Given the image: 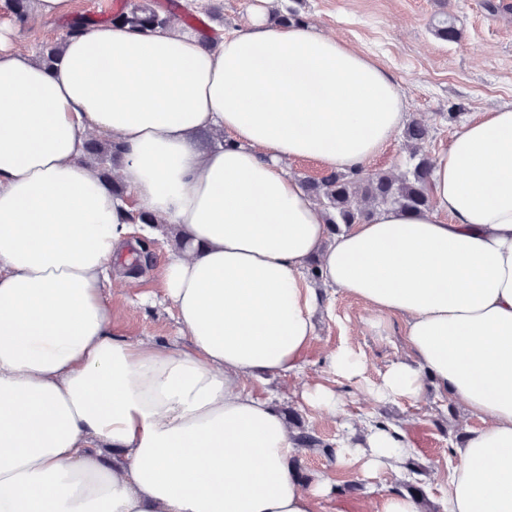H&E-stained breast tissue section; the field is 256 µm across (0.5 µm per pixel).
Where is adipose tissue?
<instances>
[{
	"label": "adipose tissue",
	"instance_id": "obj_1",
	"mask_svg": "<svg viewBox=\"0 0 512 512\" xmlns=\"http://www.w3.org/2000/svg\"><path fill=\"white\" fill-rule=\"evenodd\" d=\"M15 41L0 28V512H315L331 483L295 479L288 423L247 383L301 370L323 286L405 320L409 354L372 397L420 400L428 378L480 419L448 512H512V103L434 152L427 209L335 233L287 162L360 170L407 121L346 42L263 6L208 45L99 26L47 67ZM100 137L129 200L87 161ZM135 205L184 241L158 276L187 344L112 328L103 290L132 260ZM366 370L333 350L301 398L342 413L328 376ZM409 454L379 424L336 465L395 473Z\"/></svg>",
	"mask_w": 512,
	"mask_h": 512
}]
</instances>
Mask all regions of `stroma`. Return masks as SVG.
Here are the masks:
<instances>
[{
  "instance_id": "obj_1",
  "label": "stroma",
  "mask_w": 512,
  "mask_h": 512,
  "mask_svg": "<svg viewBox=\"0 0 512 512\" xmlns=\"http://www.w3.org/2000/svg\"><path fill=\"white\" fill-rule=\"evenodd\" d=\"M111 2L73 0L68 15L45 17L32 10L20 24L6 0H0V25L14 26L18 45L36 53L44 44L61 41L75 17L106 24L113 14ZM179 2L181 13L173 17V25H181L183 14L191 13L203 19L217 38L242 25L257 0ZM273 7L282 13L297 11L306 23L336 35L381 64L398 83L410 117L428 125L430 151L448 146L455 132L477 113L512 103V0H274ZM444 14L454 19L455 41L440 40L433 31ZM135 238L138 273L113 268V279L124 280L125 285L104 290L112 304L113 324L133 338L172 341L180 333L158 268L176 248L174 231L159 224L151 233L137 230ZM320 294L317 333L300 374L249 383L257 395L273 398L282 410L297 413L324 442V449H308L298 456L309 478L321 475L333 486L332 492L317 496L316 512H378L386 488L402 491L414 481L422 484L432 506L447 512L449 478L457 463L454 450L464 443L469 430L479 427V419L465 416L457 402L430 383L418 401L377 402L367 393L366 382L406 356L402 319H377L364 303L335 288H321ZM344 345L367 360V379L336 381L344 412L332 417L307 406L299 390L306 376L324 371L326 355ZM378 423L405 431L418 474L365 475L337 467L336 448L361 439Z\"/></svg>"
}]
</instances>
